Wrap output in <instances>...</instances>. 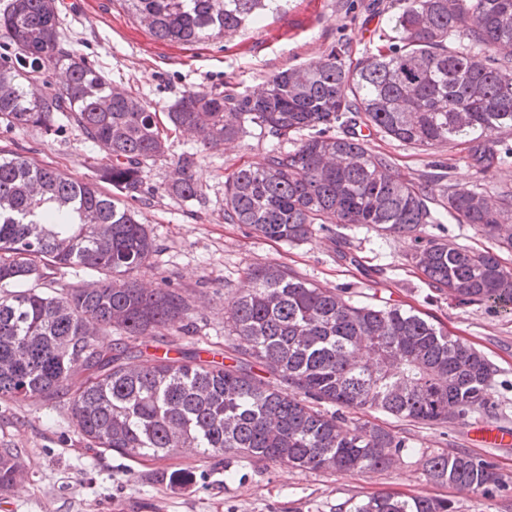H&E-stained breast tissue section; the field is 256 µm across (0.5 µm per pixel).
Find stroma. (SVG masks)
<instances>
[{
  "label": "stroma",
  "mask_w": 512,
  "mask_h": 512,
  "mask_svg": "<svg viewBox=\"0 0 512 512\" xmlns=\"http://www.w3.org/2000/svg\"><path fill=\"white\" fill-rule=\"evenodd\" d=\"M405 4L288 0L285 10L233 40L185 46L157 40L122 0H56L66 46L112 85L159 113L193 91L215 93L228 85L253 91L278 71L333 49L344 63L356 62L393 37L391 19ZM312 135L306 129L279 141L253 129L220 148L206 149L192 134L179 131L170 135L165 156L145 167V192L134 208L158 249L133 277L147 286L171 285L188 297L189 331L177 337L178 346L231 355L224 330L227 302L246 288L248 267L277 262L320 287L344 289L353 301L401 304L433 316L492 362L499 415L437 427L366 413V420L404 436L414 455L389 470L331 473L229 463L220 456H197L189 448L162 460L132 458L91 447L73 423L67 397L1 398L0 448L19 449L28 475L0 495V512H334L336 504L383 491L443 495L452 500L455 512H512V447L488 448L476 441L484 425L512 429V314L460 307L434 292L408 263L412 242L407 238L333 224L305 242L288 245L260 237L247 225L225 223V179L241 166L262 164L272 148L288 151ZM366 145L438 200L451 185L491 197L512 188V157L478 175L458 147L414 148L381 132L373 133ZM0 147L71 177L99 182L103 192L112 190L99 180L111 163L109 156L75 128L50 134L0 123ZM187 153L203 187L197 200L169 191L178 161ZM460 450L494 463L507 484L504 496L480 501L426 480L423 455Z\"/></svg>",
  "instance_id": "1"
}]
</instances>
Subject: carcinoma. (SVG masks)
<instances>
[{
    "instance_id": "carcinoma-1",
    "label": "carcinoma",
    "mask_w": 512,
    "mask_h": 512,
    "mask_svg": "<svg viewBox=\"0 0 512 512\" xmlns=\"http://www.w3.org/2000/svg\"><path fill=\"white\" fill-rule=\"evenodd\" d=\"M159 40L193 44L258 25L284 0H123ZM0 28L15 47L0 61V121L49 133L65 121L104 150L94 183L0 148V397L69 396L74 424L95 448L164 458L182 448L311 471L391 469L403 437L347 410H381L427 425L496 414V369L485 355L414 308L366 304L318 288L277 263L252 266L228 303L239 357L225 364L189 356L169 341L142 363L130 339L189 331L190 304L169 286L130 278L157 250L126 200L140 198L144 166L163 157L168 131L157 113L65 48L55 0H11ZM395 40L345 65L331 50L275 74L260 89L190 92L167 112L173 130L216 148L252 125L279 139L314 128L288 152L272 150L224 182V222L274 242L298 244L326 224L369 226L413 242L407 259L460 306L512 311V273L497 254L425 235L442 222L433 198L349 131L343 115L414 147L465 146L484 173L512 154L495 134L512 130V0H406ZM463 38L462 47L451 45ZM48 66L66 82L40 97L28 87ZM193 157L170 185L194 199ZM443 209L490 237L512 220V192L491 200L448 189ZM84 268L92 280L58 297L14 286L46 271ZM336 407L332 412L322 405ZM19 451L0 448V492L17 479ZM428 478L492 500L506 490L495 466L469 453L425 459ZM336 512H453L446 497L379 492Z\"/></svg>"
}]
</instances>
